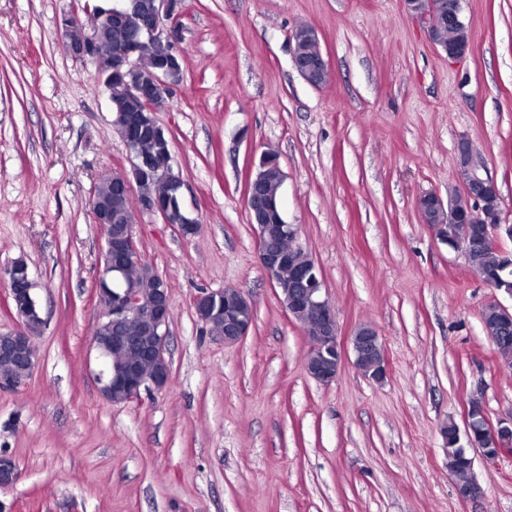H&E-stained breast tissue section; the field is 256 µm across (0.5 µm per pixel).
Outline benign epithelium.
Wrapping results in <instances>:
<instances>
[{
    "instance_id": "7a95c632",
    "label": "benign epithelium",
    "mask_w": 512,
    "mask_h": 512,
    "mask_svg": "<svg viewBox=\"0 0 512 512\" xmlns=\"http://www.w3.org/2000/svg\"><path fill=\"white\" fill-rule=\"evenodd\" d=\"M126 2L111 0L101 9L94 8L87 19L65 14L59 21L66 42V52L75 60L89 63L95 68V77L106 88L116 80L125 81L128 92L143 100L146 111L138 114L129 127L120 132L123 141H128L129 129L142 134L154 132L157 140L164 139L162 129L154 125L149 113L157 110L170 86L169 75L175 72L182 53L177 49L179 18L184 11L181 0H134L141 15L146 17L141 37L126 42L119 49L102 46L97 31L102 26L120 28L127 20ZM408 14L425 27L431 40L446 53L448 59L456 61L470 51L469 30L463 14L462 0H404ZM144 43L168 45L165 66L145 76L136 75L140 47ZM292 60L296 71L310 85L325 84L328 64L322 52L304 56L299 48L292 47ZM133 157L131 170L124 169L104 176V180L127 194L137 190L138 185L149 176H160L174 185L180 203L161 197L140 200L132 218L125 224L112 223V206L100 201L93 212L94 223L102 230L103 269L96 283L95 293H101L104 282L112 286L110 301L103 308L94 329L93 346L102 361H107L112 349H121L134 355L126 367L119 372L103 368L98 374L102 396L110 401L113 392L124 397V402L133 403L144 391L162 390L170 382V371L148 373L144 364L165 357L167 353L168 326L171 316L170 289L166 280L159 279L155 285L153 302L144 306L139 298V288L127 278L130 260L137 253L133 226L139 216H156L163 223L172 225L183 237L198 232L192 207L186 201L184 183L172 170L171 153H165L163 164L141 150L139 143L127 146ZM458 174L463 183V192L448 200L431 192L417 201L422 221L428 224L433 235L441 243L457 241V252L465 255V247L477 243L491 244L499 254L505 256L506 242L512 241V224L502 216V202L496 182L483 174L485 163L470 142L461 141L457 148ZM261 179L255 175L245 185L246 207L249 223L255 226L258 259L269 277L288 316L298 319L304 312L316 314L313 336L309 347L316 352L318 361L306 362L305 369L314 379L329 384L339 375L346 349L340 340L339 325L334 306L323 293L324 281L319 267L313 259L296 260L302 247L296 244L297 228L280 220L272 226L267 223L270 216L268 204L260 193ZM0 280L8 284L9 308L18 319L17 326L0 332V361L17 362L33 373L38 362L31 323L41 319L37 297V283L26 261L19 259L0 270ZM224 304V343L235 344L247 336L251 325L243 316L244 307L250 300L234 288L203 292L194 301L195 308L210 312ZM353 364L367 378L379 381L387 373V364L380 361L377 370L371 372L363 367L365 360L383 355V345L376 329L371 326L359 328L351 338ZM481 406L477 400L468 405L465 415V439L470 447L479 450L488 463H496L504 457H512V420H501L497 425L485 423L480 428L472 423V412ZM483 430L482 442L474 440L476 429ZM18 480L13 459L0 456V489H8ZM456 491L463 500L476 499L483 490L473 481L456 482Z\"/></svg>"
}]
</instances>
